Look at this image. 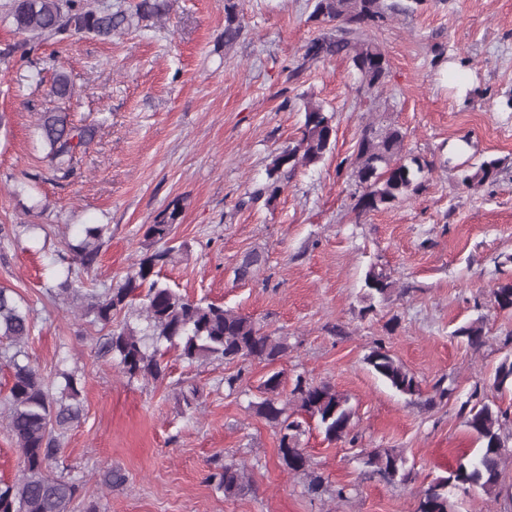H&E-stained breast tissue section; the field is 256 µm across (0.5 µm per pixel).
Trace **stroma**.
<instances>
[{"label": "stroma", "mask_w": 512, "mask_h": 512, "mask_svg": "<svg viewBox=\"0 0 512 512\" xmlns=\"http://www.w3.org/2000/svg\"><path fill=\"white\" fill-rule=\"evenodd\" d=\"M239 2L244 34L229 48L224 0H174L157 27L109 42L74 36L31 48L12 29L9 0H0V49L15 48L0 60V287L32 311L27 351L42 374L53 377L62 363L81 380L84 413L65 435L62 462L102 512H416L420 484L476 452L459 412L474 386L506 411L512 448V393L489 387L512 356V314L491 302L512 281V0H424L373 30L389 60L374 100L357 93L342 57L292 76L293 62L326 30L310 20L308 0ZM52 54L74 85L66 111L97 128L65 173L46 161L35 132L38 112L54 105L45 66ZM299 93L334 113L335 148L299 168L273 200H249L274 156L300 135ZM383 115L405 132V153L432 161L433 171L409 199L361 212L355 144ZM464 138L469 152L455 154ZM504 157L493 180L460 183L459 170ZM177 197L185 207L173 237L182 249L162 282L286 337L288 354L275 365L191 366L171 350L164 379L131 381L98 354L106 330L78 318L81 298L49 295L53 259L85 226L110 228L98 267L75 272L102 291L132 270L146 224ZM252 252L259 268L238 279ZM374 263L394 286L368 314L360 289ZM477 318L485 343L476 349L454 331ZM378 345L425 396L440 379L454 394L430 406L396 394L364 361ZM272 369L289 388L300 376L331 384L355 410L340 441L306 425L304 471L281 464L275 428L250 406ZM234 374L241 380L231 389ZM377 448L402 453L415 480L393 484L366 467L363 453ZM232 461L246 465L251 488L228 499L206 477ZM109 467L126 477L110 490L99 480ZM503 480L497 496L453 491L455 512H512V455Z\"/></svg>", "instance_id": "35a3bbf8"}]
</instances>
